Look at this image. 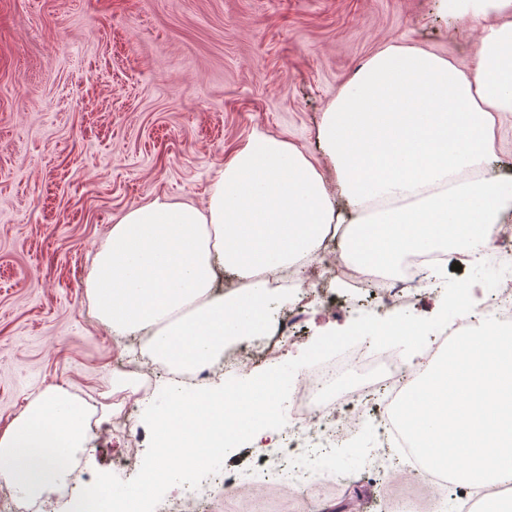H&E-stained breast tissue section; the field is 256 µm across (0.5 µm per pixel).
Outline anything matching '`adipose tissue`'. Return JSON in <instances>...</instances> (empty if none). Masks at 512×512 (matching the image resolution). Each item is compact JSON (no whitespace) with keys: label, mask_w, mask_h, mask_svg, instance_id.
Here are the masks:
<instances>
[{"label":"adipose tissue","mask_w":512,"mask_h":512,"mask_svg":"<svg viewBox=\"0 0 512 512\" xmlns=\"http://www.w3.org/2000/svg\"><path fill=\"white\" fill-rule=\"evenodd\" d=\"M441 9L486 21L471 72L391 44L325 113L344 208L295 145L253 133L220 171L206 209L157 199L113 225L88 281L99 319L121 337L147 333L152 360L192 372L226 342L262 332L270 276L311 261L330 225H349L342 257L355 265L390 272L408 250L482 263L512 210V174L492 167L499 117L512 113V0H441ZM218 262L240 286L213 299ZM90 411L62 388L35 397L0 431V475L40 493L83 451Z\"/></svg>","instance_id":"1"}]
</instances>
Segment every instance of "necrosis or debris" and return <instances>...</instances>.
<instances>
[{
    "label": "necrosis or debris",
    "mask_w": 512,
    "mask_h": 512,
    "mask_svg": "<svg viewBox=\"0 0 512 512\" xmlns=\"http://www.w3.org/2000/svg\"><path fill=\"white\" fill-rule=\"evenodd\" d=\"M438 253H407L396 273H387L373 267H353L326 256L319 270L309 272L304 282L309 287L286 316L280 318L267 336L254 337L246 344L225 347L222 358L225 371H233L248 361L273 363L284 357L297 334V327L305 317L310 299L331 305V297L324 294V282L334 273L344 274L354 285L372 286L371 297L376 311L406 304L411 296L407 281H420L439 262ZM414 371L398 353L390 349L376 352L359 346L346 354L319 366L305 369L288 401V435L282 441V450L274 458L262 461L263 480L255 483L225 480L216 473L203 480L198 489H182L161 501L156 512H199L206 501L211 485L228 482L235 503L251 506L258 495H279V477L285 469H292L304 492L293 493L301 506H309L323 481L317 470L297 465L301 449L329 448L349 438L362 425L367 414H375L380 422L383 446H394L396 433L391 419L393 402L404 392Z\"/></svg>",
    "instance_id": "1"
}]
</instances>
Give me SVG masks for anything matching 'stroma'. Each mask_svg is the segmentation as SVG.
Here are the masks:
<instances>
[{
    "mask_svg": "<svg viewBox=\"0 0 512 512\" xmlns=\"http://www.w3.org/2000/svg\"><path fill=\"white\" fill-rule=\"evenodd\" d=\"M483 19L439 0H0V431L56 387L86 399L112 389L122 345L100 323L86 283L113 224L160 198L206 208L216 172L254 131L297 146L336 174L323 115L358 68L391 43L474 67ZM312 305L294 359L316 337L368 312L336 278ZM143 408L119 426L103 403L65 482L123 476L115 449L148 448ZM375 418L314 461L350 482L323 496L383 499L371 468Z\"/></svg>",
    "mask_w": 512,
    "mask_h": 512,
    "instance_id": "obj_1",
    "label": "stroma"
}]
</instances>
